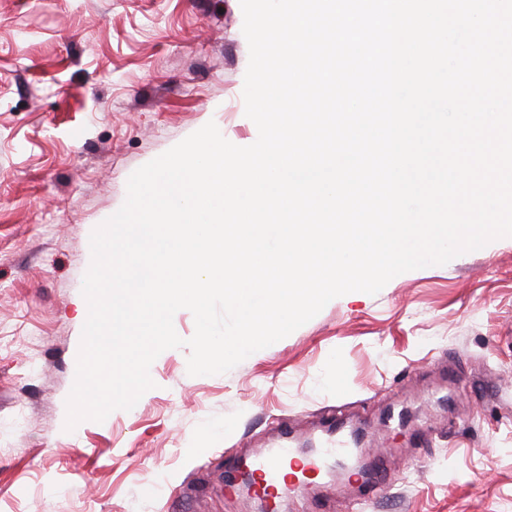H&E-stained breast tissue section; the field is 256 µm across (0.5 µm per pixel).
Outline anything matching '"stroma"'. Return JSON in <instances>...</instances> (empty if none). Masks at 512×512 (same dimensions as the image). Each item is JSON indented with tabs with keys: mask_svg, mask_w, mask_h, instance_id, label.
Segmentation results:
<instances>
[{
	"mask_svg": "<svg viewBox=\"0 0 512 512\" xmlns=\"http://www.w3.org/2000/svg\"><path fill=\"white\" fill-rule=\"evenodd\" d=\"M240 0H0V512H259L224 458L344 411L388 485L365 512H512V237L330 301L227 373L162 352L131 410L65 431L91 232L215 122L253 144ZM332 477L278 512H351Z\"/></svg>",
	"mask_w": 512,
	"mask_h": 512,
	"instance_id": "stroma-1",
	"label": "stroma"
}]
</instances>
